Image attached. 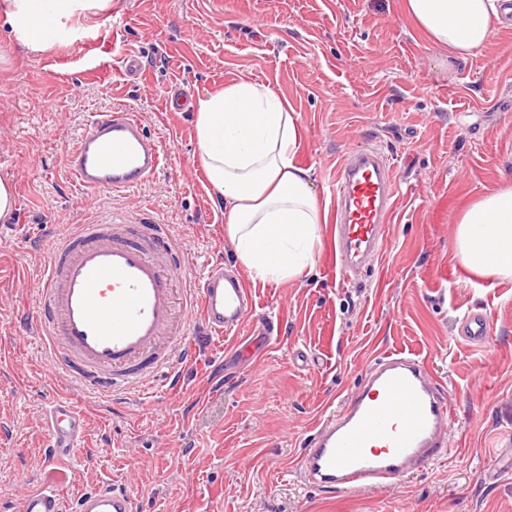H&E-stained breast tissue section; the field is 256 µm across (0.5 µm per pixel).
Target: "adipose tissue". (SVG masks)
Listing matches in <instances>:
<instances>
[{
	"label": "adipose tissue",
	"instance_id": "obj_1",
	"mask_svg": "<svg viewBox=\"0 0 512 512\" xmlns=\"http://www.w3.org/2000/svg\"><path fill=\"white\" fill-rule=\"evenodd\" d=\"M112 0H9L15 38L36 51L56 43L63 21L110 8ZM401 10L438 51L459 62L479 54L512 13V0H402ZM198 160L224 202V237L252 280L310 274L328 204L297 164L301 133L287 103L266 84L240 81L194 104ZM455 260L486 277H512V179L468 201L457 216Z\"/></svg>",
	"mask_w": 512,
	"mask_h": 512
}]
</instances>
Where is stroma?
Wrapping results in <instances>:
<instances>
[{
    "label": "stroma",
    "mask_w": 512,
    "mask_h": 512,
    "mask_svg": "<svg viewBox=\"0 0 512 512\" xmlns=\"http://www.w3.org/2000/svg\"><path fill=\"white\" fill-rule=\"evenodd\" d=\"M74 41L31 52L0 21V177L17 193L0 223V501L68 478L73 496L108 479L136 486L147 512H512V278L454 259L462 199L512 178V26L467 63L444 62L401 15L400 0H112L71 18ZM138 57L130 76L124 59ZM270 85L296 112L297 161L335 201L343 153L378 149L396 167L397 207L378 262L336 274L324 238L312 275L253 282L281 332L258 357L196 328L181 389L164 383L111 400L70 387L34 321L37 278L72 224L117 217L168 225L203 274L237 265L224 204L197 163L193 112H169L240 79ZM134 112L164 161L141 185L84 191L65 159L92 116ZM483 312L487 339L458 333ZM419 354L444 387L443 452L382 488L322 493L290 467L318 421L341 410L376 355ZM90 413L88 447L45 469L47 404Z\"/></svg>",
    "instance_id": "stroma-1"
}]
</instances>
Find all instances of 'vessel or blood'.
<instances>
[{
    "instance_id": "1",
    "label": "vessel or blood",
    "mask_w": 512,
    "mask_h": 512,
    "mask_svg": "<svg viewBox=\"0 0 512 512\" xmlns=\"http://www.w3.org/2000/svg\"><path fill=\"white\" fill-rule=\"evenodd\" d=\"M162 159L159 140L135 113L119 108L93 116L66 166L85 190H126L145 182ZM334 185L331 233L347 277L382 253L395 215L394 170L379 153L356 147L343 154ZM187 266L167 225L109 219L68 226L38 277L36 320L55 368L105 396L146 392L160 377L178 387L183 365L195 356L191 327L219 336L256 311L246 283L217 264L203 276H186L183 310L175 312L171 280ZM488 333L480 312L460 325L470 341ZM448 416L422 359L400 350L380 354L344 407L317 423L295 473L322 491L389 485L441 454ZM46 424L47 463L82 448L89 420L70 398L50 401ZM139 499L130 482L115 479L70 503L56 483L26 492L18 503L20 512H140Z\"/></svg>"
}]
</instances>
